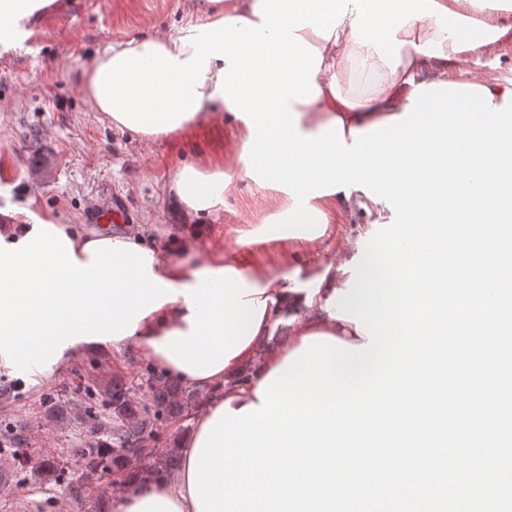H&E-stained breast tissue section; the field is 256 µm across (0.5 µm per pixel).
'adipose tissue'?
I'll return each mask as SVG.
<instances>
[{
    "label": "adipose tissue",
    "instance_id": "adipose-tissue-1",
    "mask_svg": "<svg viewBox=\"0 0 512 512\" xmlns=\"http://www.w3.org/2000/svg\"><path fill=\"white\" fill-rule=\"evenodd\" d=\"M49 2L0 0V44L24 47L32 36L26 20ZM437 2L503 29V36L475 48V55L512 52V19L490 12L486 0ZM356 13V8H349L347 21L328 40L312 29L301 31L323 61L315 77L319 96L291 104L299 116L300 133L317 134L339 120L349 143L352 130L403 115L416 86L459 81L460 55L434 17L409 21L398 32L404 45L393 70L373 46L357 44L350 24ZM187 31L183 25L170 34L112 41L82 66L89 100L97 98L99 70L124 51L141 53L146 45L156 44L179 60L190 58L193 48L182 43ZM225 66L223 60H211L201 105L193 116L173 130L151 136L152 141L165 143L192 128L231 120L235 172H225L223 158L203 157L179 164L172 183L187 213L217 220L233 212L238 186L247 179L242 154L250 137L245 121L235 117L216 92ZM363 75L371 88L355 91L353 85ZM309 204L325 214L331 234L339 224L380 212L361 190L318 196ZM203 232V225H191L160 251L131 233H82L24 207L7 210L0 221V367L36 385L88 349L111 351L117 364L136 352L209 397L178 443L183 450L179 471L139 487L118 489L114 512H197L189 490L191 458L217 410L226 404L235 411L259 405L260 385L300 349L304 337L326 335L352 346L368 341L355 323L330 317L326 308L328 300L346 288L349 277L343 268L358 253L356 240L346 239L338 257L305 275L300 268L305 239H282L279 262L266 265L254 262L244 249L227 254L202 248ZM282 324L288 327L287 341L280 348H267L269 336Z\"/></svg>",
    "mask_w": 512,
    "mask_h": 512
}]
</instances>
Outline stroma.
I'll return each mask as SVG.
<instances>
[{
  "mask_svg": "<svg viewBox=\"0 0 512 512\" xmlns=\"http://www.w3.org/2000/svg\"><path fill=\"white\" fill-rule=\"evenodd\" d=\"M200 0H54L55 20L35 17L25 49H0V208L28 207L84 231L96 230L93 212L113 205L125 213V229L147 246L165 248L184 231L171 192L175 168L213 153H229L232 128L212 123L180 140L146 142L112 128L87 98L80 65L112 40L146 31L171 32L186 23ZM249 203L225 215L209 247L235 248L239 225L253 223L262 200L252 185L241 187ZM145 357L122 369L90 351L36 386L0 370V428L19 433L20 443L0 451V512H94L113 496L108 482L82 478L76 449L91 437L75 389L92 375L138 376ZM58 394L67 410L46 418L43 399ZM55 456L61 471L50 480L34 469H17L18 455Z\"/></svg>",
  "mask_w": 512,
  "mask_h": 512,
  "instance_id": "1",
  "label": "stroma"
}]
</instances>
